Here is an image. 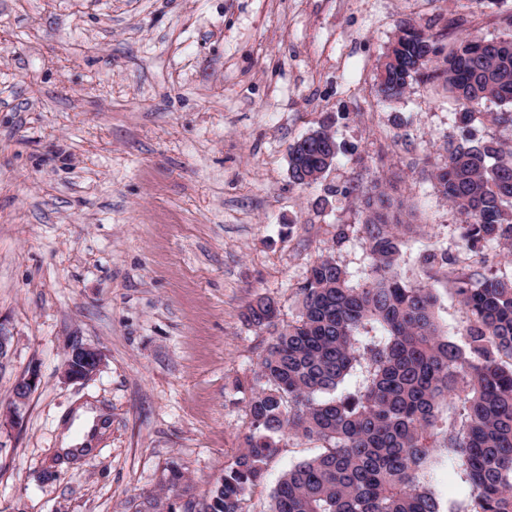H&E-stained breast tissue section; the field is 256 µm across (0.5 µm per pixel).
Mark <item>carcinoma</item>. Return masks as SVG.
<instances>
[{
	"label": "carcinoma",
	"mask_w": 512,
	"mask_h": 512,
	"mask_svg": "<svg viewBox=\"0 0 512 512\" xmlns=\"http://www.w3.org/2000/svg\"><path fill=\"white\" fill-rule=\"evenodd\" d=\"M396 63L379 66L376 93L400 99L413 83L443 78L460 106L459 137L432 173L437 192L460 218V248L496 243L512 256V148L477 140L469 127L490 118L512 129V34L458 38L443 52L423 30L397 36ZM502 109L481 112L482 102ZM345 115L324 117L288 148L292 182L319 183L338 157L354 147L332 128ZM361 224L370 266L364 285L330 256L316 260L298 288L297 319L279 323L277 303L256 296L242 313L249 327L272 330L245 395L249 426L241 450L209 490L206 512H245L248 491L264 478L285 438L318 452L286 471L271 494L269 512H442L432 483L436 449L458 456L471 484L467 512H512V276L478 270L444 251L422 255L467 311L463 344L443 334L437 295L398 276L402 235L411 222L403 202L379 181L362 189ZM369 322L386 342L367 348L369 384L337 393L353 370L355 336ZM462 393V429L442 421L441 401Z\"/></svg>",
	"instance_id": "carcinoma-1"
}]
</instances>
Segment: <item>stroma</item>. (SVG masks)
I'll return each mask as SVG.
<instances>
[{
	"label": "stroma",
	"instance_id": "35a3bbf8",
	"mask_svg": "<svg viewBox=\"0 0 512 512\" xmlns=\"http://www.w3.org/2000/svg\"><path fill=\"white\" fill-rule=\"evenodd\" d=\"M509 13L512 0H0V319L13 332L1 411L40 365L18 423L0 424V512H205L249 423L234 385L271 340L242 310L264 294L295 320L322 256L364 283L351 188L373 177L414 213L402 279L435 288L458 340L466 310L421 262L459 255V218L431 180L457 106L440 79L383 102L376 68L403 24L449 49L467 32L503 36ZM331 112L357 152L297 186L288 147ZM75 342L104 362L67 383ZM84 406L103 430L63 455ZM310 454L284 439L246 512H267ZM434 491L463 512L458 458L442 457Z\"/></svg>",
	"mask_w": 512,
	"mask_h": 512
}]
</instances>
